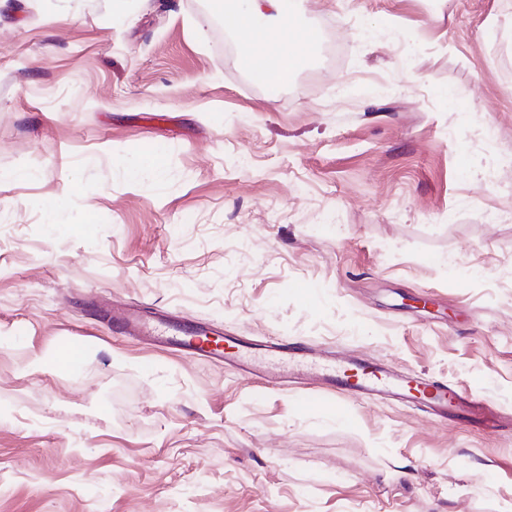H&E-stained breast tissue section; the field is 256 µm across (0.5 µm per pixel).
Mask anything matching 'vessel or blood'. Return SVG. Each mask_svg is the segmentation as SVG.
Returning a JSON list of instances; mask_svg holds the SVG:
<instances>
[{
	"instance_id": "vessel-or-blood-1",
	"label": "vessel or blood",
	"mask_w": 512,
	"mask_h": 512,
	"mask_svg": "<svg viewBox=\"0 0 512 512\" xmlns=\"http://www.w3.org/2000/svg\"><path fill=\"white\" fill-rule=\"evenodd\" d=\"M112 321L122 335L141 337L149 344L173 352L221 360L246 372L258 371L268 383L277 382L286 370L312 372L317 374L324 389L340 391L352 398L394 400L444 420H468L490 432L497 431L503 423L487 401L420 375L398 371L384 362L359 357L326 360L315 347L296 348L285 341L259 353L249 343L223 340L221 331L193 328L177 316L150 319L139 311L127 310L113 312Z\"/></svg>"
}]
</instances>
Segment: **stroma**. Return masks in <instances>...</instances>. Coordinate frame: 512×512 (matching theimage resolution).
Segmentation results:
<instances>
[{
    "label": "stroma",
    "mask_w": 512,
    "mask_h": 512,
    "mask_svg": "<svg viewBox=\"0 0 512 512\" xmlns=\"http://www.w3.org/2000/svg\"><path fill=\"white\" fill-rule=\"evenodd\" d=\"M509 20L302 0L339 55L274 93L204 0H0V512H512V425L342 419L302 407L316 379L96 309L382 360L512 416ZM66 339L78 371L29 369Z\"/></svg>",
    "instance_id": "1"
}]
</instances>
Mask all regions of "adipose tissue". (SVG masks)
Returning a JSON list of instances; mask_svg holds the SVG:
<instances>
[{
    "label": "adipose tissue",
    "mask_w": 512,
    "mask_h": 512,
    "mask_svg": "<svg viewBox=\"0 0 512 512\" xmlns=\"http://www.w3.org/2000/svg\"><path fill=\"white\" fill-rule=\"evenodd\" d=\"M294 0H226L223 21L236 35L239 63L257 81L287 85L320 35L295 24Z\"/></svg>",
    "instance_id": "1"
}]
</instances>
